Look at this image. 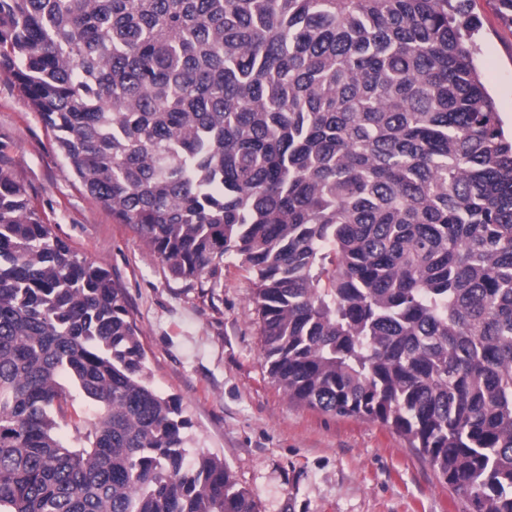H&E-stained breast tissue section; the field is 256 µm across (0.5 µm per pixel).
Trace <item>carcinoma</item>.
Wrapping results in <instances>:
<instances>
[{"mask_svg": "<svg viewBox=\"0 0 512 512\" xmlns=\"http://www.w3.org/2000/svg\"><path fill=\"white\" fill-rule=\"evenodd\" d=\"M474 27L469 0H0V69L173 277L253 274L291 402L512 512V138ZM189 428L109 271L0 169V512H257Z\"/></svg>", "mask_w": 512, "mask_h": 512, "instance_id": "cac0c4a2", "label": "carcinoma"}]
</instances>
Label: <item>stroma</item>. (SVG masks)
<instances>
[{"label":"stroma","instance_id":"35a3bbf8","mask_svg":"<svg viewBox=\"0 0 512 512\" xmlns=\"http://www.w3.org/2000/svg\"><path fill=\"white\" fill-rule=\"evenodd\" d=\"M476 65L512 131V25L472 0ZM0 168L45 223L125 294L158 392L180 399L194 448L223 458L258 512H469L428 460L379 422L288 401L262 358L255 284L237 260L192 283L72 177L55 136L0 71Z\"/></svg>","mask_w":512,"mask_h":512}]
</instances>
